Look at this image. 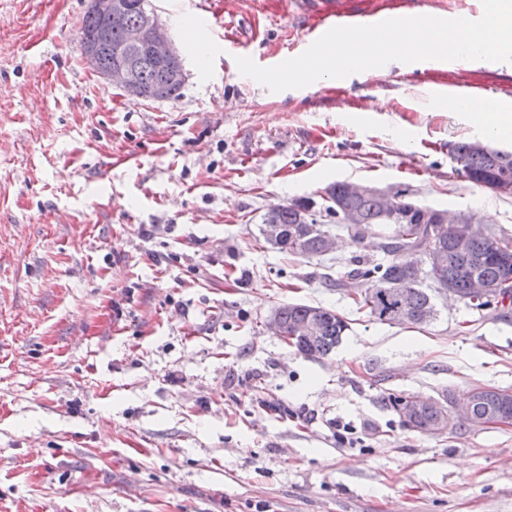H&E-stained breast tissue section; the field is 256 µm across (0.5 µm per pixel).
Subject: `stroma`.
<instances>
[{
  "mask_svg": "<svg viewBox=\"0 0 512 512\" xmlns=\"http://www.w3.org/2000/svg\"><path fill=\"white\" fill-rule=\"evenodd\" d=\"M178 48V98L130 96L82 61L87 0H0V512H512V427H404L392 395L512 390V314L435 296L426 325L371 320L346 279L379 240L296 258L271 206L346 181L494 213L454 143L492 139L430 86L512 104V70L387 63L270 92L242 76L303 45L297 0H152ZM337 12L482 15L480 0H335ZM206 12L204 51L187 27ZM284 303L349 329L307 358L268 333ZM349 426L353 444L336 428Z\"/></svg>",
  "mask_w": 512,
  "mask_h": 512,
  "instance_id": "1",
  "label": "stroma"
}]
</instances>
